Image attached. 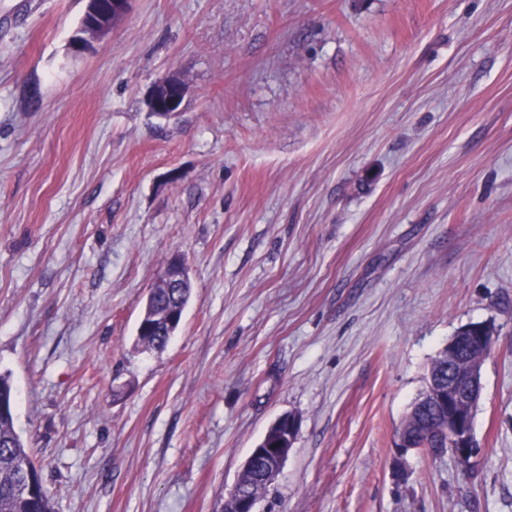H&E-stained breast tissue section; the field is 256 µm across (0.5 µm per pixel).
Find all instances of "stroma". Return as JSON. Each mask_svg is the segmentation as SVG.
Listing matches in <instances>:
<instances>
[{
  "instance_id": "35a3bbf8",
  "label": "stroma",
  "mask_w": 512,
  "mask_h": 512,
  "mask_svg": "<svg viewBox=\"0 0 512 512\" xmlns=\"http://www.w3.org/2000/svg\"><path fill=\"white\" fill-rule=\"evenodd\" d=\"M86 4L0 0V375L55 512H218L285 413L259 512H512V0H132L77 53ZM476 322L473 471L399 458ZM185 95L183 83L176 78H168L154 86L149 101L152 106L164 104L168 113L179 112ZM191 294V285H187L186 288H164L162 285H157L155 290H151V298L148 306V314L145 321H152L159 327H162L163 334L149 335L146 333L139 332L137 327L136 331V344L141 347L144 351H155L161 352L167 346L172 336H169V332L166 328V321L153 320L150 317L154 315H160L166 313L169 305L175 303L182 309L186 308ZM145 321L140 322V327H146L148 324ZM297 431V417L292 414L281 415L267 429L262 440L246 458L242 471L251 469L256 457H267L275 462L269 475V481L273 482L281 465H283L293 449Z\"/></svg>"
}]
</instances>
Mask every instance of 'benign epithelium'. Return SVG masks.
Listing matches in <instances>:
<instances>
[{"label": "benign epithelium", "instance_id": "benign-epithelium-1", "mask_svg": "<svg viewBox=\"0 0 512 512\" xmlns=\"http://www.w3.org/2000/svg\"><path fill=\"white\" fill-rule=\"evenodd\" d=\"M111 4V25L118 24L129 12L131 0H88L87 9H103ZM186 95V88L176 78H168L156 84L150 95L153 106L165 105L168 112H179ZM163 277L174 287L182 285L186 274L183 265L172 262L163 272ZM495 336V328L488 323L468 327L448 344V380H431L422 401L449 412L440 428V438L446 447L454 449V457L464 462L472 456L475 447L473 435L474 405L481 395V366L463 364L456 350L460 347L484 348ZM298 431V419L292 414L280 416L266 431L259 444L253 448L243 464V469L252 468L255 458L267 457L274 461L269 480H274L281 465L293 449ZM226 512H256V505L242 499L238 488H233L224 500Z\"/></svg>", "mask_w": 512, "mask_h": 512}]
</instances>
